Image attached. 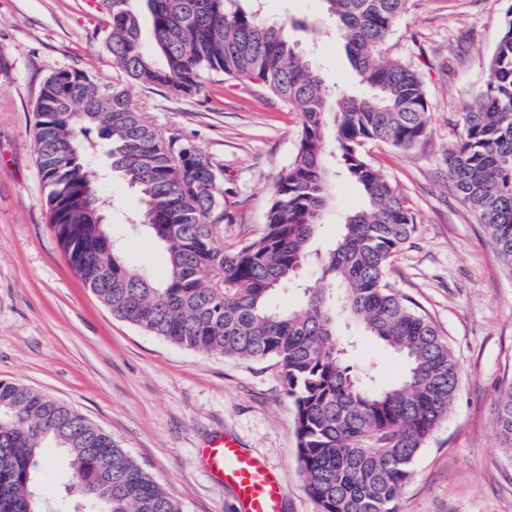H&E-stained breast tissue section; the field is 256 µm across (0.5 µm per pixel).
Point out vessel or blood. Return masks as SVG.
<instances>
[{
	"instance_id": "obj_1",
	"label": "vessel or blood",
	"mask_w": 512,
	"mask_h": 512,
	"mask_svg": "<svg viewBox=\"0 0 512 512\" xmlns=\"http://www.w3.org/2000/svg\"><path fill=\"white\" fill-rule=\"evenodd\" d=\"M201 455L207 468L235 489L241 512H281L279 476L258 458L244 453L235 440L214 441Z\"/></svg>"
}]
</instances>
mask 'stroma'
Returning a JSON list of instances; mask_svg holds the SVG:
<instances>
[{"mask_svg":"<svg viewBox=\"0 0 512 512\" xmlns=\"http://www.w3.org/2000/svg\"><path fill=\"white\" fill-rule=\"evenodd\" d=\"M243 6L285 26L331 87L359 91L320 0ZM511 9L512 0H408L385 46L420 73L430 115L426 139L412 149L364 147L416 224L389 280L438 327L460 370L453 405L416 456L400 512H512V457L493 423L498 392L512 382V273L453 189L447 163L461 106L488 81V60ZM313 25L323 35L310 38ZM65 69L99 82L120 77L95 33L91 0H0V380L64 402L111 433L183 512H240L235 490L197 460L198 448L225 436L279 475L283 512H317L298 463L295 410L275 361L186 350L152 336L114 317L71 268L49 226L34 138L39 90ZM127 89L152 126L195 143L219 167L225 246L258 236L274 180L296 152L300 113L260 85L232 79L206 83L190 98L136 83ZM102 187L129 262L164 279L165 251L122 229L139 206L135 190L115 173ZM362 204L354 183L336 181L318 251ZM356 360L387 382L402 373L400 360L368 338L359 339Z\"/></svg>","mask_w":512,"mask_h":512,"instance_id":"obj_1","label":"stroma"}]
</instances>
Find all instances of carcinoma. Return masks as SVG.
<instances>
[{
    "mask_svg": "<svg viewBox=\"0 0 512 512\" xmlns=\"http://www.w3.org/2000/svg\"><path fill=\"white\" fill-rule=\"evenodd\" d=\"M145 2L152 49L144 46ZM238 0H97L96 33L131 81L192 96L205 82L255 80L302 115L296 154L273 186L262 233L235 249L216 240L224 203L217 167L193 144L147 123L125 87L62 70L35 105L37 165L53 232L85 287L112 315L189 350L282 367L296 412L298 460L318 512H397L415 458L447 418L459 372L433 321L388 280L416 225L396 186L364 156L368 141L401 149L429 130L423 81L382 52L407 0H322L365 93L333 91L284 28ZM489 80L462 107L448 179L512 271V14L489 61ZM109 143V168L134 188V231L164 247L168 275L131 266L101 217L112 197L90 167L88 136ZM338 151L331 173L329 142ZM356 183L365 206L348 214L323 254L313 249L333 194V175ZM317 256L321 276L297 274ZM299 290L300 307L275 294ZM360 327L404 362L389 385L360 367L350 330ZM496 435L512 455V385L495 404ZM66 480L47 496L48 449ZM0 512H182L112 438L76 409L0 380Z\"/></svg>",
    "mask_w": 512,
    "mask_h": 512,
    "instance_id": "1",
    "label": "carcinoma"
}]
</instances>
